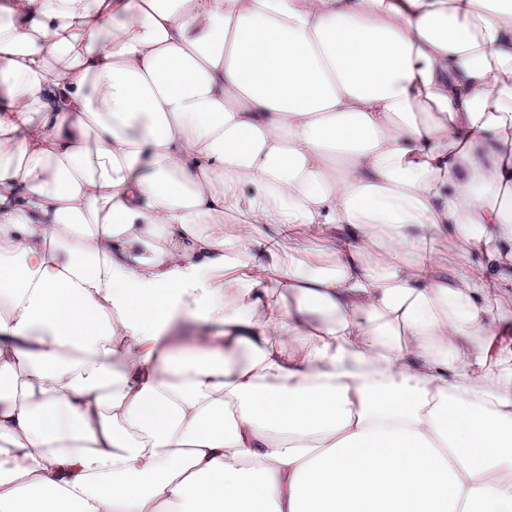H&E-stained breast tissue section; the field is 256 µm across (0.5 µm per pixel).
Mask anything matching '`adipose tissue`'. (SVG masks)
I'll return each mask as SVG.
<instances>
[{
    "label": "adipose tissue",
    "mask_w": 512,
    "mask_h": 512,
    "mask_svg": "<svg viewBox=\"0 0 512 512\" xmlns=\"http://www.w3.org/2000/svg\"><path fill=\"white\" fill-rule=\"evenodd\" d=\"M501 296L512 0H0V512H512Z\"/></svg>",
    "instance_id": "ef3b65f1"
}]
</instances>
